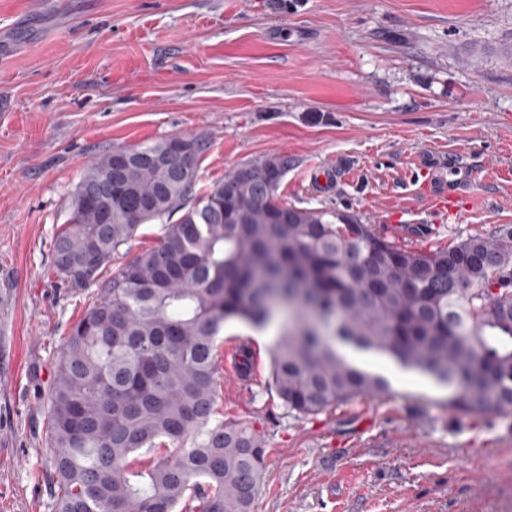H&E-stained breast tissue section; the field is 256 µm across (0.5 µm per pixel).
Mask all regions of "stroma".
<instances>
[{
  "label": "stroma",
  "instance_id": "stroma-1",
  "mask_svg": "<svg viewBox=\"0 0 512 512\" xmlns=\"http://www.w3.org/2000/svg\"><path fill=\"white\" fill-rule=\"evenodd\" d=\"M0 512H53L43 480L46 381L85 295L57 282L52 243L86 166L119 148L198 135L199 187L285 155L278 194L434 249L512 225V0H0ZM473 168L479 196L434 209L421 160ZM221 373L218 417L266 436L252 512H512V412H452L448 391L354 353L388 389L315 416Z\"/></svg>",
  "mask_w": 512,
  "mask_h": 512
}]
</instances>
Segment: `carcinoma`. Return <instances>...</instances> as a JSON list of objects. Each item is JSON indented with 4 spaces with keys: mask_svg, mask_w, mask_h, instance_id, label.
<instances>
[{
    "mask_svg": "<svg viewBox=\"0 0 512 512\" xmlns=\"http://www.w3.org/2000/svg\"><path fill=\"white\" fill-rule=\"evenodd\" d=\"M171 137L92 161L52 267L87 297L46 394L55 512H251L262 432L215 419L217 336L288 308L271 388L311 416L388 382L340 350L388 357L448 388L455 411H512V227L449 247L398 245L375 224L279 198L285 155L249 161L197 194ZM182 212L159 243L104 279L141 225ZM164 452L148 468L141 449ZM196 501L198 505L190 506Z\"/></svg>",
    "mask_w": 512,
    "mask_h": 512,
    "instance_id": "carcinoma-1",
    "label": "carcinoma"
}]
</instances>
